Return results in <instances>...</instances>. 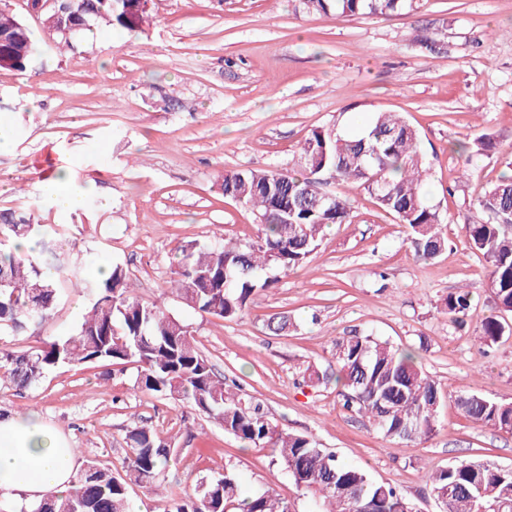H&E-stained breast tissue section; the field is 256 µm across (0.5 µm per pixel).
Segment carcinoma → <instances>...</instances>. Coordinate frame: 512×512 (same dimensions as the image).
<instances>
[{
  "instance_id": "1",
  "label": "carcinoma",
  "mask_w": 512,
  "mask_h": 512,
  "mask_svg": "<svg viewBox=\"0 0 512 512\" xmlns=\"http://www.w3.org/2000/svg\"><path fill=\"white\" fill-rule=\"evenodd\" d=\"M309 13L345 18L387 14L412 7V0H301ZM60 16L44 17L59 24L74 14L86 21L88 31L131 29L118 0H59ZM35 43L29 28L0 10V75L19 72L33 61ZM376 145V154L363 145ZM493 148L481 136L458 144L469 163ZM299 169L226 170L224 196L253 207L264 218L256 241L228 240L206 246L195 241L180 245L175 254L171 290L186 306L217 319L232 321L244 312L257 290L275 283L271 272L304 266L319 247L324 233L343 224L350 204L334 194L315 205L323 190L317 169L332 171L337 181L354 183L378 207L406 225L416 256L424 261L439 257L448 247L439 209L427 202L422 185L428 167L416 129L401 115L376 112L360 134L347 138L331 128H317L299 148ZM488 220L466 225L470 249L489 269L491 298L496 314L478 330L483 345L512 331L501 315H512V177H504L479 201ZM0 335H20L36 322L48 319L59 298L56 283L44 269L56 258L58 232L52 225L34 222L25 211L0 212ZM23 239L35 247L19 249ZM68 279L76 288H88L91 303L75 335L41 347L0 355V382L21 391L30 388L60 365L106 364L137 369V388L190 404L214 419L224 431L248 445H266L288 471L297 489L319 493L321 512H401L407 503L394 487L374 482L363 469L340 463L335 454L318 446L310 436L290 433L269 419L263 406L243 397L239 386L217 378L191 331L159 301H145L131 289L124 265L114 262L107 276L91 286L77 268ZM471 292L458 288L448 294L445 313L463 324L471 308ZM336 380L343 382V407L368 417L386 438L415 443L434 431L443 394L414 353L371 335L343 336L334 343ZM461 412L472 421L512 434V403L485 395L465 393L456 398ZM128 455L122 472L114 473L88 461L62 494L50 492L34 512H133L132 485H153L168 466L174 449L152 428L134 425L126 432ZM430 489L442 512H473L480 504H504L512 512V469L487 462H461L429 475ZM175 512H291L288 501L270 491L240 497L239 477L231 465L201 481L195 496Z\"/></svg>"
}]
</instances>
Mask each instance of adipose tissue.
Here are the masks:
<instances>
[{
	"label": "adipose tissue",
	"mask_w": 512,
	"mask_h": 512,
	"mask_svg": "<svg viewBox=\"0 0 512 512\" xmlns=\"http://www.w3.org/2000/svg\"><path fill=\"white\" fill-rule=\"evenodd\" d=\"M76 466L69 440L37 413L0 419V497L22 506L67 490Z\"/></svg>",
	"instance_id": "1"
}]
</instances>
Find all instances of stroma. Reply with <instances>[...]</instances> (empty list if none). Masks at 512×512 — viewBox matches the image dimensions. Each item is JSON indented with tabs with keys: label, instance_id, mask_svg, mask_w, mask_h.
Returning a JSON list of instances; mask_svg holds the SVG:
<instances>
[{
	"label": "stroma",
	"instance_id": "stroma-1",
	"mask_svg": "<svg viewBox=\"0 0 512 512\" xmlns=\"http://www.w3.org/2000/svg\"><path fill=\"white\" fill-rule=\"evenodd\" d=\"M0 8L38 45L25 71L0 76V114L13 138L0 153V210L58 227L63 262L83 275L122 263L137 295L188 324L218 377L240 385L279 428L395 487L414 512H440L432 471L477 459L512 467V434L471 421L455 404L466 391L512 403V335L489 347L474 335L493 303L465 231L480 217L481 196L512 175V0H415L399 14L350 18L306 12L299 0H151L149 22L80 36L70 50L46 37L27 0H0ZM420 35L437 54L419 46ZM375 112L401 113L419 134L430 167L424 195L447 222L440 257L417 259L407 228L353 186L347 221L328 230L303 268L256 292L239 320L198 313L168 292L181 242L258 235L252 209L223 197L225 171L295 169L312 129L345 135ZM482 134L497 148L462 176L451 146ZM61 173L87 189L83 210L62 215L45 199L44 185ZM54 277L60 298L49 319L0 338V349L75 334L89 297L66 273ZM462 284L472 307L460 328L443 303ZM274 313L288 316V332L269 334ZM355 331L416 350L439 384L443 403L428 439H387L343 408L333 347ZM314 371L323 383L309 381ZM136 376L131 365L60 366L23 393L0 386V413H39L76 448L78 463L115 470L132 423L156 430L176 455L159 477L163 494L130 488L135 512H170L228 464L243 495L270 489L292 512H317L316 498L296 489L268 448L141 392Z\"/></svg>",
	"mask_w": 512,
	"mask_h": 512
}]
</instances>
